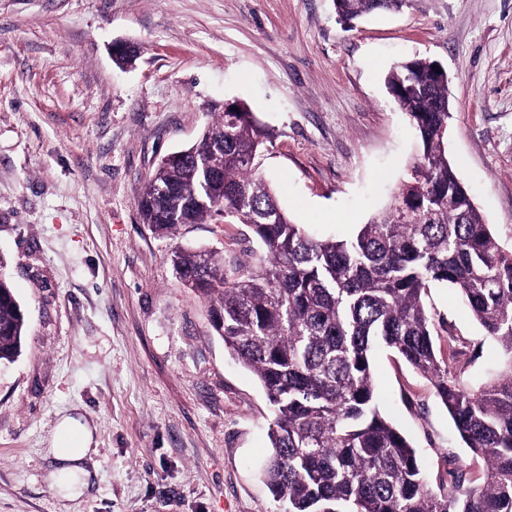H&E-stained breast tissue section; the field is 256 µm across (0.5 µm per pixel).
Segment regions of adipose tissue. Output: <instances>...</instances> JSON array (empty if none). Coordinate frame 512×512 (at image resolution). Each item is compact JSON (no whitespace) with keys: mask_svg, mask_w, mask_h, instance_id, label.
I'll use <instances>...</instances> for the list:
<instances>
[{"mask_svg":"<svg viewBox=\"0 0 512 512\" xmlns=\"http://www.w3.org/2000/svg\"><path fill=\"white\" fill-rule=\"evenodd\" d=\"M92 441L91 429L83 417L68 415L57 424L49 450L54 467L48 478L61 485L62 501H77L88 490L91 474L84 467V459Z\"/></svg>","mask_w":512,"mask_h":512,"instance_id":"ef3b65f1","label":"adipose tissue"}]
</instances>
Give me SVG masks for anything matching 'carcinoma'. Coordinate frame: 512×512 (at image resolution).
I'll list each match as a JSON object with an SVG mask.
<instances>
[{
	"label": "carcinoma",
	"instance_id": "obj_1",
	"mask_svg": "<svg viewBox=\"0 0 512 512\" xmlns=\"http://www.w3.org/2000/svg\"><path fill=\"white\" fill-rule=\"evenodd\" d=\"M403 0H334L345 23ZM435 62L394 67L388 88L414 128L420 152L387 209L347 239H318L277 204L262 172L268 132L242 101L224 104L202 138L210 170L192 153L158 166L137 200L163 236L214 220L224 208L262 246L256 261L226 263L212 250L175 248L181 284L209 303L224 347L258 378L271 405L264 479L283 512H512V247L475 207L448 161V80ZM0 257V364L26 337L25 314ZM453 288L498 346L487 378L462 377L467 343L448 357L434 345L424 298ZM382 344L430 378L461 441L485 464L473 479L448 469L430 486L416 449L379 410L371 354Z\"/></svg>",
	"mask_w": 512,
	"mask_h": 512
}]
</instances>
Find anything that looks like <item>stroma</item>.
Instances as JSON below:
<instances>
[{
    "label": "stroma",
    "instance_id": "1",
    "mask_svg": "<svg viewBox=\"0 0 512 512\" xmlns=\"http://www.w3.org/2000/svg\"><path fill=\"white\" fill-rule=\"evenodd\" d=\"M125 41L141 54L122 69ZM415 57L446 71L448 158L511 247L512 0H405L350 26L333 0H0V257L27 318L21 355L0 366V512H59L48 450L72 412L94 436L79 512H281L261 474L264 391L169 261L179 246L241 261L262 247L242 224L158 236L136 200L238 100L271 134L280 207L350 237L417 153L385 82ZM425 302L436 347L471 342L465 376L483 377L498 349L454 290ZM372 371L430 481L452 460L481 476L430 380L383 347Z\"/></svg>",
    "mask_w": 512,
    "mask_h": 512
}]
</instances>
